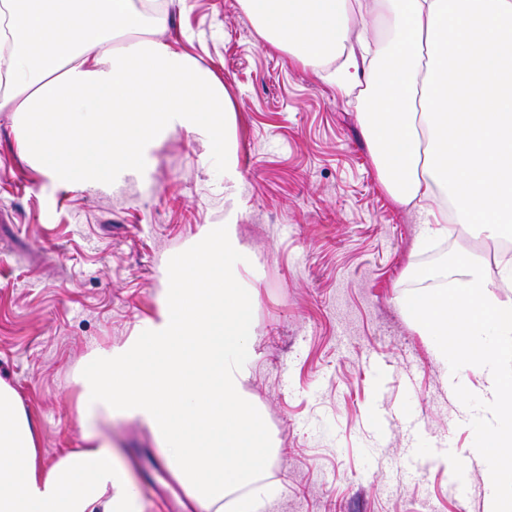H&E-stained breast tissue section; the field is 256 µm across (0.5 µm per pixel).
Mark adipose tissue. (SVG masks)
I'll return each mask as SVG.
<instances>
[{"instance_id": "ef3b65f1", "label": "adipose tissue", "mask_w": 512, "mask_h": 512, "mask_svg": "<svg viewBox=\"0 0 512 512\" xmlns=\"http://www.w3.org/2000/svg\"><path fill=\"white\" fill-rule=\"evenodd\" d=\"M261 37L319 71L354 31L344 82L372 87L363 124L380 182L419 203L421 242L450 224L512 235V0H241ZM139 0H0V110L48 175L90 186L139 175L154 143L182 129L235 172V108L223 81L157 33ZM230 224L171 262L159 318L81 372L82 449L45 464L36 427L0 381V512H146L100 431L147 425L201 512H259L276 491L277 448L250 376L255 295Z\"/></svg>"}]
</instances>
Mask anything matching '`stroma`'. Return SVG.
<instances>
[{
	"mask_svg": "<svg viewBox=\"0 0 512 512\" xmlns=\"http://www.w3.org/2000/svg\"><path fill=\"white\" fill-rule=\"evenodd\" d=\"M162 40L225 84L238 176L177 130L144 175L105 191L68 184L17 147L0 112V379L37 420L46 461L82 447L79 371L155 318L170 259L232 221L254 289L248 389L279 441L278 493L262 512H485L488 469L435 466L474 440L449 370L403 315L408 276L457 250L498 248L463 230L418 249L415 209L380 183L362 125L370 91L302 69L258 34L239 0L168 5ZM386 419L376 433L370 415ZM147 512H196L136 420L109 429Z\"/></svg>",
	"mask_w": 512,
	"mask_h": 512,
	"instance_id": "1",
	"label": "stroma"
}]
</instances>
